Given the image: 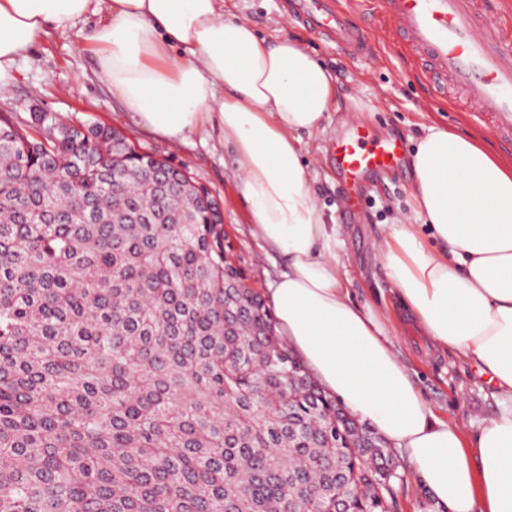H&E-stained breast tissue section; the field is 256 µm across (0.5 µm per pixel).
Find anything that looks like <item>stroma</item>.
<instances>
[{
	"label": "stroma",
	"mask_w": 512,
	"mask_h": 512,
	"mask_svg": "<svg viewBox=\"0 0 512 512\" xmlns=\"http://www.w3.org/2000/svg\"><path fill=\"white\" fill-rule=\"evenodd\" d=\"M224 17L248 20L259 37L299 42L331 76L338 90L336 104L324 132L304 138L301 160L313 182L318 206L342 227L343 259L355 299L397 306L391 284L375 262V244L385 226L414 220L412 167L406 163L370 176L359 187L361 205L347 211L332 162L337 136L361 125L373 138L402 140L411 154L426 129L435 126L470 137L510 168L512 151L498 142L489 119L479 117L476 110L438 105L417 76L418 64L384 35H377L370 57H351L292 24L283 0H224ZM91 31L87 25L80 31L51 32L29 60L20 62L14 85L0 98V113L26 119L34 112H50L76 127L106 124L123 132L141 150L185 168L220 199L236 261L250 286L267 292L282 260L264 254L250 232L233 146L223 143L214 131L198 132L176 143L137 125L121 100L98 79L95 56L78 47L81 34ZM396 339L413 379L449 423L472 432L483 418L496 412V401L476 368L460 363L454 354L429 349L425 337L406 323H399Z\"/></svg>",
	"instance_id": "obj_1"
}]
</instances>
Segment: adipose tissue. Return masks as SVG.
<instances>
[{
  "label": "adipose tissue",
  "mask_w": 512,
  "mask_h": 512,
  "mask_svg": "<svg viewBox=\"0 0 512 512\" xmlns=\"http://www.w3.org/2000/svg\"><path fill=\"white\" fill-rule=\"evenodd\" d=\"M90 17L98 77L138 125L172 141L216 128L234 146L252 231L285 263L275 332L319 386L406 458L433 512H512V170L429 128L411 160L427 225H390L375 255L421 336L492 385L497 411L468 434L413 380L389 308L354 300L340 227L315 203L301 149L336 102L323 67L225 19L224 0H0V94L50 32Z\"/></svg>",
  "instance_id": "1"
}]
</instances>
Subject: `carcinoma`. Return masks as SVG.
I'll list each match as a JSON object with an SVG mask.
<instances>
[{
    "mask_svg": "<svg viewBox=\"0 0 512 512\" xmlns=\"http://www.w3.org/2000/svg\"><path fill=\"white\" fill-rule=\"evenodd\" d=\"M0 115V512H395L196 189Z\"/></svg>",
    "mask_w": 512,
    "mask_h": 512,
    "instance_id": "1",
    "label": "carcinoma"
}]
</instances>
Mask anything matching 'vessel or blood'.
Returning <instances> with one entry per match:
<instances>
[{
	"mask_svg": "<svg viewBox=\"0 0 512 512\" xmlns=\"http://www.w3.org/2000/svg\"><path fill=\"white\" fill-rule=\"evenodd\" d=\"M374 16L386 36L421 64L420 76L434 98L448 102L456 88L480 113L491 116L498 140L512 145V11L491 0H373ZM288 12L302 27L338 51L359 56L372 47L371 36L353 23L340 0H288ZM336 169L351 191L345 208L355 204L353 189L369 174L401 165L399 140L372 141L354 128L338 139Z\"/></svg>",
	"mask_w": 512,
	"mask_h": 512,
	"instance_id": "1",
	"label": "vessel or blood"
}]
</instances>
